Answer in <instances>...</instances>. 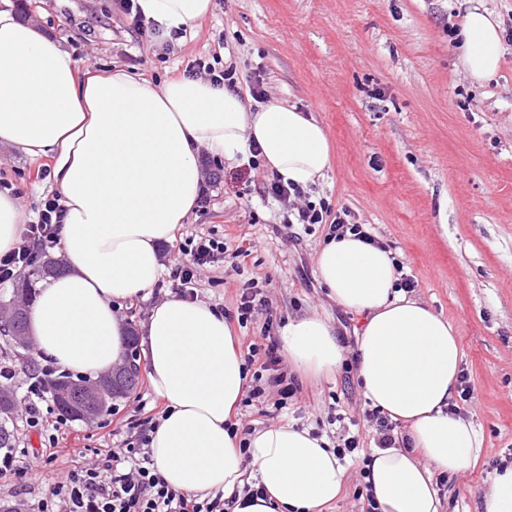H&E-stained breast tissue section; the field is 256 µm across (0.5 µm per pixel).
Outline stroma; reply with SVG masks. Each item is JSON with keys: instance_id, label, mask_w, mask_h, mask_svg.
Segmentation results:
<instances>
[{"instance_id": "1", "label": "stroma", "mask_w": 512, "mask_h": 512, "mask_svg": "<svg viewBox=\"0 0 512 512\" xmlns=\"http://www.w3.org/2000/svg\"><path fill=\"white\" fill-rule=\"evenodd\" d=\"M23 18L53 34L79 68L118 66L153 86L182 76L196 59L234 65L241 97L261 78L265 100L296 107L325 129L332 164L308 188L314 202L350 211L405 264L413 295L450 321L462 339L461 370L473 387L456 410L482 436L475 469L444 477V512H478L498 462H512V0H482L504 31L497 76L477 85L460 66L448 27L461 23L458 0H212L209 14L167 42L152 25L136 29L114 0H17ZM51 157L0 148V192L11 191L36 218L56 195ZM221 167V166H220ZM207 208L179 225L177 242L210 236L227 259L198 269L200 301L224 313L239 345L278 337L289 320L318 314L333 328L345 361L333 375L298 377L283 409L267 390L238 405L240 435L291 422L338 444L336 415L354 420L365 448L376 432L354 355L360 320L328 297L316 265L321 225L287 224L288 208L264 198L265 167L222 166ZM244 252L239 265L229 257ZM266 305L247 324L237 306L248 281ZM160 403L148 379L117 415L74 421L60 431L57 453L41 452L37 433H14L28 467L0 477V512L17 488L39 498L47 482L65 480L74 461L88 463L120 446Z\"/></svg>"}]
</instances>
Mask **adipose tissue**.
<instances>
[{"label":"adipose tissue","mask_w":512,"mask_h":512,"mask_svg":"<svg viewBox=\"0 0 512 512\" xmlns=\"http://www.w3.org/2000/svg\"><path fill=\"white\" fill-rule=\"evenodd\" d=\"M146 22L169 38L207 16L212 0H138ZM452 38L472 81L497 72L502 41L493 14L472 0ZM0 146L52 154L65 210L59 246L66 270L41 288L29 324L37 354L100 374L126 350L119 305L161 279L162 244L195 208L200 157L245 161L258 148L283 182L309 187L331 164L329 138L313 118L278 102L251 104L200 77L154 87L117 68L79 70L57 40L0 7ZM317 269L330 298L360 316L356 377L364 398L406 429L403 448H375L367 484L379 512H440L436 476L474 467L482 440L451 409L462 362L457 329L396 289L391 251L353 236L328 240ZM147 376L166 411L150 434L153 466L190 494L237 493L232 512H326L346 467L325 438L282 422L247 441L225 424L247 377L221 310L176 295L145 326ZM296 368L333 374L344 360L328 322L309 314L281 331ZM266 490L243 493L247 465Z\"/></svg>","instance_id":"ef3b65f1"}]
</instances>
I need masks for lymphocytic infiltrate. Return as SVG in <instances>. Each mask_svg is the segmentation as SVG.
Wrapping results in <instances>:
<instances>
[{
  "label": "lymphocytic infiltrate",
  "mask_w": 512,
  "mask_h": 512,
  "mask_svg": "<svg viewBox=\"0 0 512 512\" xmlns=\"http://www.w3.org/2000/svg\"><path fill=\"white\" fill-rule=\"evenodd\" d=\"M264 194L283 202L297 198L292 214L294 223L305 227L326 225L328 236L333 238L351 235L369 243L375 240L369 225L349 221L347 211L334 213L325 205L307 200L304 189L282 183L280 178L266 184ZM63 220L64 210L58 199H44L37 221L27 224L17 245L0 256V284L11 281L39 253L57 243ZM178 251L181 258L171 268L169 279L181 296L188 298L194 296L198 286V267L215 262L223 254L224 244L201 236L179 245ZM246 359L259 365L253 375L249 399L262 397L269 386H280L285 393H292L293 388L287 385L280 368L276 343H249ZM56 372L50 363L35 371L23 405L28 431L42 436L67 426L66 418L50 421L41 410L48 400V383ZM149 444V432L143 429L136 439L125 442L123 450H100L94 463L74 466L65 482L47 484L37 512H231L235 501L224 498L223 494L202 501L166 485L153 469Z\"/></svg>",
  "instance_id": "lymphocytic-infiltrate-1"
}]
</instances>
